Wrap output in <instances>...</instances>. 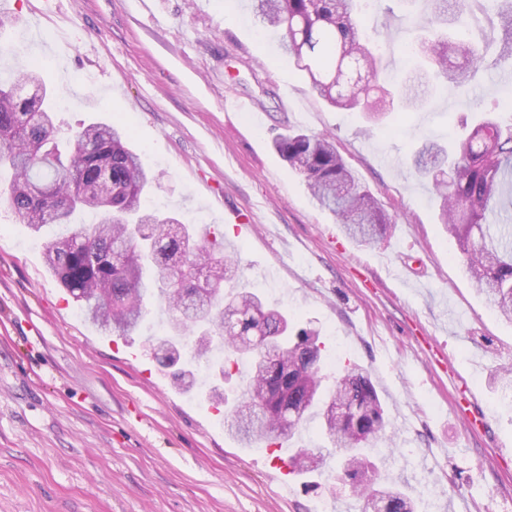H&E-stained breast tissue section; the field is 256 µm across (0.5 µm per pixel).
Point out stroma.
<instances>
[{
	"label": "stroma",
	"instance_id": "1",
	"mask_svg": "<svg viewBox=\"0 0 512 512\" xmlns=\"http://www.w3.org/2000/svg\"><path fill=\"white\" fill-rule=\"evenodd\" d=\"M7 3L18 23L0 36V77L43 63L58 139L125 123L163 175L150 206L223 233L264 300L319 330L324 373H368L397 442L391 457L368 444L378 486L397 482L418 512H512V407L493 384L512 364V323L476 291L411 164L512 85L496 48L469 90L441 81L422 107L371 121L313 95L247 0ZM387 5L378 79L392 90L419 64L405 50L417 8ZM229 94L254 113L225 111ZM288 128L332 134L394 231L346 237L275 150ZM45 242L0 200V512H360L330 467L289 477L280 497L277 454L241 447L205 390L179 389L153 358L158 303L130 338L102 335L48 270Z\"/></svg>",
	"mask_w": 512,
	"mask_h": 512
}]
</instances>
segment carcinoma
<instances>
[{
  "instance_id": "1",
  "label": "carcinoma",
  "mask_w": 512,
  "mask_h": 512,
  "mask_svg": "<svg viewBox=\"0 0 512 512\" xmlns=\"http://www.w3.org/2000/svg\"><path fill=\"white\" fill-rule=\"evenodd\" d=\"M362 0H251L254 16L280 35L282 53L303 73L310 90L328 105L385 115L394 104L386 88L347 82L359 68L377 80L381 45L362 37ZM493 10L501 31L499 63L512 61V0H427L416 24L422 66L401 84L400 97L415 104L431 92L429 74L458 85L483 67L485 53L473 42L448 34L463 27L475 9ZM51 94L40 66L13 74L0 84V169L11 172L7 201L18 220L38 233L53 224L46 262L87 320L102 331L127 337L138 331L146 300L159 293L169 331L156 343L165 365L180 360L183 339L198 340L204 358L217 350L223 361L248 360L239 404L224 414V428L243 447L291 441L310 418L336 452V483L364 501L383 497L384 512H414L400 488L375 487L376 467L362 453L371 439L387 440L378 394L365 372L354 367L325 386L319 332L298 328L286 314L265 304L255 290L224 292L235 257L209 233L185 227L150 209L144 196L157 183L140 156L124 143L125 130L105 122L55 138ZM274 147L298 174L316 204L329 211L346 235L371 244L391 228L373 193L361 186L333 137L293 129L278 134ZM415 170L431 178L440 200V220L458 244L466 272L489 305L512 322V123L489 111L474 117L470 130L450 147L427 141L413 157ZM80 212L93 224L73 227ZM215 366L208 399L224 404ZM502 395L512 396V367L493 377ZM330 457L299 448L288 455L293 473L317 471Z\"/></svg>"
}]
</instances>
